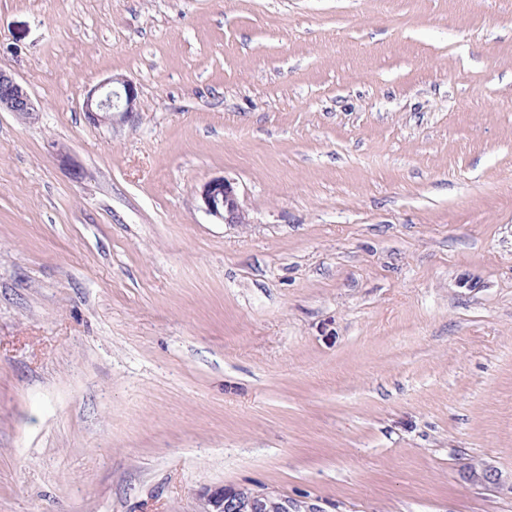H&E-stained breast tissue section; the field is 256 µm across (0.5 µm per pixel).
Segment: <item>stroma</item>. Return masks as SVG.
Returning a JSON list of instances; mask_svg holds the SVG:
<instances>
[{
  "mask_svg": "<svg viewBox=\"0 0 512 512\" xmlns=\"http://www.w3.org/2000/svg\"><path fill=\"white\" fill-rule=\"evenodd\" d=\"M0 71V512H512V0H0ZM0 112L29 118L38 111L27 89L12 75L0 71ZM138 95V88L131 80L112 77L88 92L83 109L97 123L113 117L114 113L130 120L138 112ZM206 213L225 224L246 223V215L239 202L235 182L217 177L206 182L200 190ZM463 478L474 485H499L500 475L493 467L484 463L473 467H467L463 472ZM198 512H320L314 508L302 511L301 505L272 492L250 489L211 490L203 495Z\"/></svg>",
  "mask_w": 512,
  "mask_h": 512,
  "instance_id": "obj_1",
  "label": "stroma"
}]
</instances>
